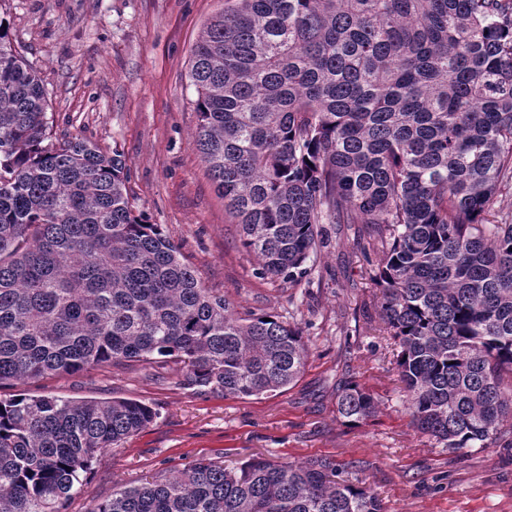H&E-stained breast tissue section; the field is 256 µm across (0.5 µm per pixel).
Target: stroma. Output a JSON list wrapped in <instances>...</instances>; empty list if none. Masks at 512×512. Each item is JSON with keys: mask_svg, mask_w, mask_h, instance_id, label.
Returning <instances> with one entry per match:
<instances>
[{"mask_svg": "<svg viewBox=\"0 0 512 512\" xmlns=\"http://www.w3.org/2000/svg\"><path fill=\"white\" fill-rule=\"evenodd\" d=\"M224 0H0L16 51L40 77L54 137L80 135L128 165L137 209L163 225L207 287L237 308L277 313L304 331L309 356L287 391L261 398L200 394L160 368L101 366L31 383L71 400L130 398L153 423L94 459L68 512H94L113 488L209 458L235 465L333 461L368 486L384 512H512V431L487 448H442L412 423L380 317L365 224H327L309 277L292 286L257 277L193 144L199 122L192 50ZM358 382L378 399L352 425L336 390Z\"/></svg>", "mask_w": 512, "mask_h": 512, "instance_id": "35a3bbf8", "label": "stroma"}]
</instances>
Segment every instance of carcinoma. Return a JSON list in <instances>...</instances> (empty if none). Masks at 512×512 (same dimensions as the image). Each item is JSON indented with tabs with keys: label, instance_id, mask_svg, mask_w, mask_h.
I'll use <instances>...</instances> for the list:
<instances>
[{
	"label": "carcinoma",
	"instance_id": "cac0c4a2",
	"mask_svg": "<svg viewBox=\"0 0 512 512\" xmlns=\"http://www.w3.org/2000/svg\"><path fill=\"white\" fill-rule=\"evenodd\" d=\"M192 57L194 143L256 275L299 284L322 224H371L412 423L451 450L512 421V0H225ZM128 171L52 139L0 20V385L171 365L200 393L283 392L302 329L241 315L138 213ZM377 401L348 382L338 414ZM129 398H0V512H62L91 460L157 418ZM96 512H382L328 459H200Z\"/></svg>",
	"mask_w": 512,
	"mask_h": 512
}]
</instances>
